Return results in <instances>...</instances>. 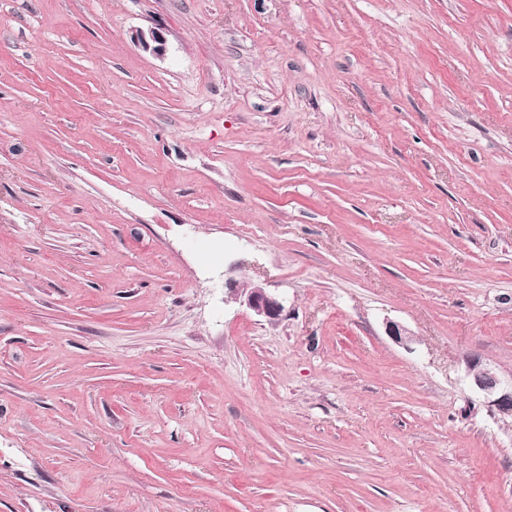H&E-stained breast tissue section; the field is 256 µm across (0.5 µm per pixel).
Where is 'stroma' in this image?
Masks as SVG:
<instances>
[{"instance_id":"stroma-1","label":"stroma","mask_w":512,"mask_h":512,"mask_svg":"<svg viewBox=\"0 0 512 512\" xmlns=\"http://www.w3.org/2000/svg\"><path fill=\"white\" fill-rule=\"evenodd\" d=\"M475 360L512 0H0V512H512ZM132 38L146 52L162 55L166 50V40L159 28H151L148 31L137 30ZM228 288L236 297L252 310L257 316L266 318L269 322L279 320L283 306L265 288L255 283L244 284L241 288Z\"/></svg>"}]
</instances>
